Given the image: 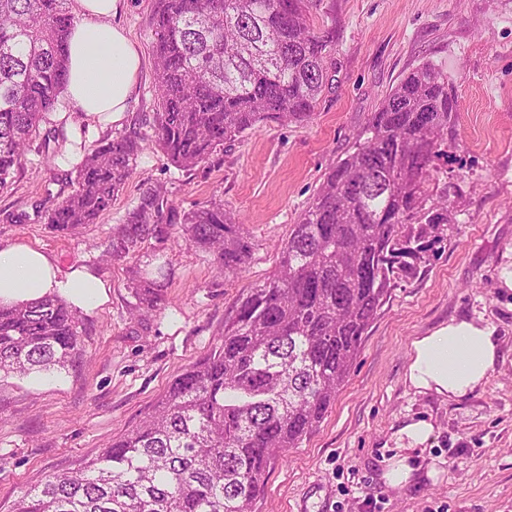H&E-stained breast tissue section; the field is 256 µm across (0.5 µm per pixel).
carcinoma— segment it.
Masks as SVG:
<instances>
[{
	"instance_id": "carcinoma-1",
	"label": "carcinoma",
	"mask_w": 512,
	"mask_h": 512,
	"mask_svg": "<svg viewBox=\"0 0 512 512\" xmlns=\"http://www.w3.org/2000/svg\"><path fill=\"white\" fill-rule=\"evenodd\" d=\"M312 0H155L154 144L184 171L209 168L269 122L303 123L332 84L330 28ZM69 0H0V184L65 93ZM457 100L448 75L411 70L371 114L354 150L327 167L267 281L240 300L219 346L177 375L142 421L75 472L31 487L11 512H255L281 448H296L332 409L399 279L413 276L450 221L430 203L440 163L455 161ZM132 128L84 154L77 187L45 210L61 231L94 224L136 168ZM185 241L220 271L252 252L224 200L188 211L162 184L142 191L112 235V257L144 240ZM136 276V311L158 299ZM80 320L61 298L0 306V373L63 369L80 351Z\"/></svg>"
}]
</instances>
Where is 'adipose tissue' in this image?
<instances>
[{
  "mask_svg": "<svg viewBox=\"0 0 512 512\" xmlns=\"http://www.w3.org/2000/svg\"><path fill=\"white\" fill-rule=\"evenodd\" d=\"M66 86L68 112L88 125L121 121L133 97L141 56L126 31L113 24L118 0H75ZM109 284L93 269L61 265L28 245L0 247V304L10 306L58 295L90 313L108 299ZM499 355L496 329L480 319L451 320L411 343L406 378L418 392L462 398L494 371Z\"/></svg>",
  "mask_w": 512,
  "mask_h": 512,
  "instance_id": "obj_1",
  "label": "adipose tissue"
}]
</instances>
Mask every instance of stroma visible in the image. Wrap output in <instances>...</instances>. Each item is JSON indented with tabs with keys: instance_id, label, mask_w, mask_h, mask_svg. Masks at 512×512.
<instances>
[{
	"instance_id": "obj_1",
	"label": "stroma",
	"mask_w": 512,
	"mask_h": 512,
	"mask_svg": "<svg viewBox=\"0 0 512 512\" xmlns=\"http://www.w3.org/2000/svg\"><path fill=\"white\" fill-rule=\"evenodd\" d=\"M153 3L119 0L113 22L142 57L137 89L122 121L93 132L76 126L83 149L132 127L150 131L143 118L155 104ZM312 20L334 31L336 81L308 122L260 126L204 171L179 170L146 144L111 208L72 233L44 221L45 207L75 188L78 168L58 161L53 135L62 125L52 117L0 186V247L26 244L94 268L111 285L102 308L81 314V351L68 367L0 374V512L138 424L174 377L220 343L239 299L274 272L278 248L328 164L352 150L390 89L427 62L456 86L464 164L434 184L438 193L461 186L455 222L418 274L392 288L333 409L300 447L281 452L255 512H512V290L498 277L512 258V0H321ZM155 182L185 209L223 199L252 243L247 268L219 273L176 234L105 260L113 226ZM158 255L167 275L143 318L129 283ZM467 317L496 328L494 372L462 398L415 392L405 381L412 341ZM421 419L434 432L410 454L413 476L388 486L398 432Z\"/></svg>"
}]
</instances>
